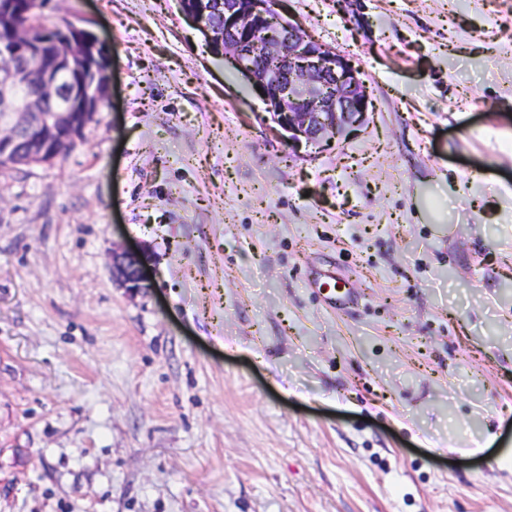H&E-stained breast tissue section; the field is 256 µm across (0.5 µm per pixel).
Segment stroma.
I'll return each mask as SVG.
<instances>
[{
    "instance_id": "obj_1",
    "label": "stroma",
    "mask_w": 512,
    "mask_h": 512,
    "mask_svg": "<svg viewBox=\"0 0 512 512\" xmlns=\"http://www.w3.org/2000/svg\"><path fill=\"white\" fill-rule=\"evenodd\" d=\"M280 9L369 96L321 147L180 0H49L110 88L0 176V512H512V0ZM112 257L113 273L116 280L125 288L133 292H140L147 288L143 273L147 257L126 250L113 252ZM323 278L326 281H335L328 283V287L332 295L335 297L334 304L336 305V307H346L355 302V298L350 292V289L347 288L346 284L344 283V278L334 273L324 274ZM326 281H324L322 284L326 285Z\"/></svg>"
}]
</instances>
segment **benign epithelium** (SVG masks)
<instances>
[{
  "label": "benign epithelium",
  "mask_w": 512,
  "mask_h": 512,
  "mask_svg": "<svg viewBox=\"0 0 512 512\" xmlns=\"http://www.w3.org/2000/svg\"><path fill=\"white\" fill-rule=\"evenodd\" d=\"M275 4L276 0H199L198 8L185 14L201 25L212 50L219 51L248 82L262 89L264 102L275 103L271 120L287 141L318 144L336 139L364 121L368 110L364 84L343 55L322 48L297 22L276 13ZM209 13L221 16L224 25L205 23ZM244 23L260 33L268 51L279 57L282 77L257 75L255 67L241 56L236 32ZM75 37L97 44L83 29H62L53 37L56 53L61 57L68 54ZM31 79L24 64L0 67V160L7 164L18 159L29 166L54 162L82 139L93 119V113L78 108L98 94V88L89 83L71 86L49 70L41 78V93L26 97ZM64 99L74 112L67 129L60 130L50 122V113L40 108ZM112 257L113 273L124 287L133 292L147 287L146 257L126 250L114 252Z\"/></svg>",
  "instance_id": "benign-epithelium-1"
}]
</instances>
